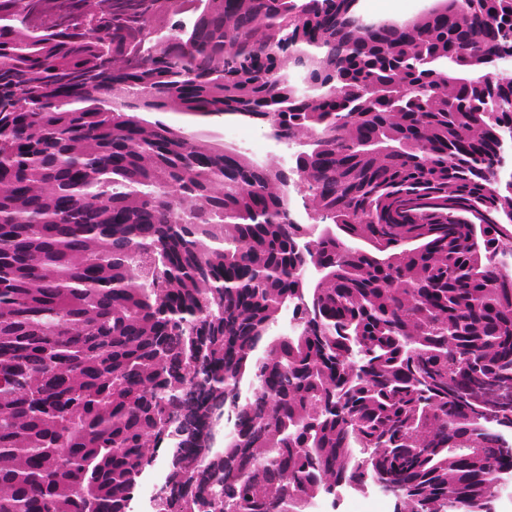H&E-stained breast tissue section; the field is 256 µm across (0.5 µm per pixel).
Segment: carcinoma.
<instances>
[{"label":"carcinoma","instance_id":"1","mask_svg":"<svg viewBox=\"0 0 512 512\" xmlns=\"http://www.w3.org/2000/svg\"><path fill=\"white\" fill-rule=\"evenodd\" d=\"M194 2L0 0V512H130L162 447L184 492L157 512H308L383 481L397 512H493L512 0L402 27L354 0H206L168 26ZM166 112L309 149L259 164L145 117ZM214 410L224 448L184 474ZM292 215L299 223L305 225L313 237H317L326 224L321 223L315 215L305 208L304 191L302 187L292 190Z\"/></svg>","mask_w":512,"mask_h":512}]
</instances>
